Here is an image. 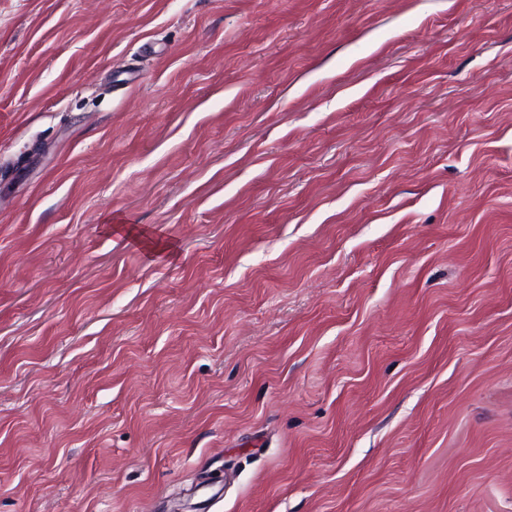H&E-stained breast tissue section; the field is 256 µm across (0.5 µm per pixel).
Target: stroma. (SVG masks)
<instances>
[{"label": "stroma", "mask_w": 512, "mask_h": 512, "mask_svg": "<svg viewBox=\"0 0 512 512\" xmlns=\"http://www.w3.org/2000/svg\"><path fill=\"white\" fill-rule=\"evenodd\" d=\"M0 512H512V0H0Z\"/></svg>", "instance_id": "35a3bbf8"}]
</instances>
